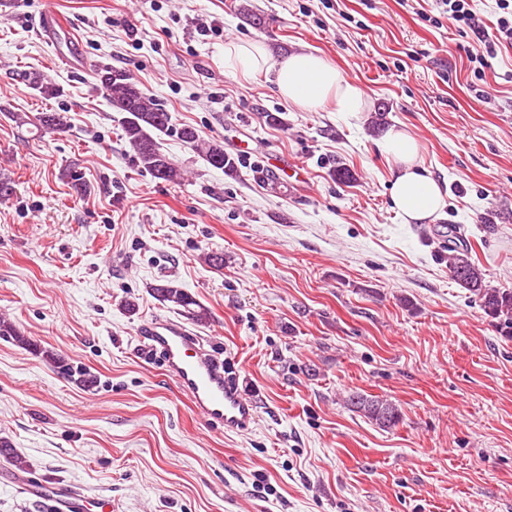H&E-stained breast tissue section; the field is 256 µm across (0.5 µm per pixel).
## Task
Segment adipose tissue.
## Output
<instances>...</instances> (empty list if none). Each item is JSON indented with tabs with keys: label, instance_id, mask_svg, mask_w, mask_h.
<instances>
[{
	"label": "adipose tissue",
	"instance_id": "ef3b65f1",
	"mask_svg": "<svg viewBox=\"0 0 512 512\" xmlns=\"http://www.w3.org/2000/svg\"><path fill=\"white\" fill-rule=\"evenodd\" d=\"M224 65L233 75L244 78L272 75L278 94L308 112L330 102L340 112H359L366 106L362 88L313 51L276 60L266 45L248 41L225 47ZM380 147L394 164L391 200L404 222L432 219L444 204L443 192L437 180L417 163L420 141L410 132L393 127L383 136Z\"/></svg>",
	"mask_w": 512,
	"mask_h": 512
}]
</instances>
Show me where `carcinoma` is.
<instances>
[{"instance_id": "1", "label": "carcinoma", "mask_w": 512, "mask_h": 512, "mask_svg": "<svg viewBox=\"0 0 512 512\" xmlns=\"http://www.w3.org/2000/svg\"><path fill=\"white\" fill-rule=\"evenodd\" d=\"M15 76L44 98H55L61 94L56 84L39 73L20 70ZM97 76L99 90L106 95L112 108L125 113L122 123L123 137L135 162L153 178L164 182H179L184 179V172L158 147L156 137L162 134L176 137L206 164L216 169L226 173L238 171L236 158L224 150L222 142L203 138L191 125H174L170 113L148 96L133 77L110 67L99 69ZM12 119L21 127L33 126V130L39 135L62 131L67 127V116L62 112H38L31 117L14 113ZM447 248L448 270L453 279L480 300L485 312L498 320L505 336L512 337V290L492 288L486 284L484 274L471 260L468 248L457 242V228L451 224L448 225ZM151 292L158 301L182 308L184 313L198 323L209 319L208 310L173 280L153 286ZM0 336H9L24 348L35 347L11 322L2 318ZM347 404L383 428L391 429L400 421L398 409L392 403L377 397L353 394L348 398Z\"/></svg>"}]
</instances>
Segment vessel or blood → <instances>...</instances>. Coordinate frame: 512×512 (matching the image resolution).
I'll return each instance as SVG.
<instances>
[{"mask_svg":"<svg viewBox=\"0 0 512 512\" xmlns=\"http://www.w3.org/2000/svg\"><path fill=\"white\" fill-rule=\"evenodd\" d=\"M149 353L158 356L166 376L187 396L194 409L207 421L221 423L225 430L238 432L250 427L257 414L231 377V369L181 323L154 319L140 331ZM60 512H112V503L84 494H64L58 500Z\"/></svg>","mask_w":512,"mask_h":512,"instance_id":"vessel-or-blood-1","label":"vessel or blood"}]
</instances>
